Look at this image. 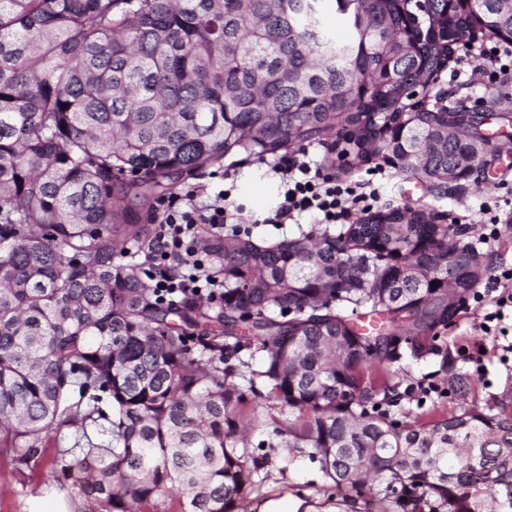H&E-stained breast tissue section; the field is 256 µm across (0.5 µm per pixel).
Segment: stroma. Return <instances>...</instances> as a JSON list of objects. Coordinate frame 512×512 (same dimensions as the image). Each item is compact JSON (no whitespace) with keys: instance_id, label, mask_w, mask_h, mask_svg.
<instances>
[{"instance_id":"1","label":"stroma","mask_w":512,"mask_h":512,"mask_svg":"<svg viewBox=\"0 0 512 512\" xmlns=\"http://www.w3.org/2000/svg\"><path fill=\"white\" fill-rule=\"evenodd\" d=\"M228 166L236 171L228 206H243L247 213L258 216L250 225L253 237L260 241L292 238L313 229V219L301 215L282 226L263 223V216L277 206L281 183L277 174L263 162L246 163L231 158ZM371 165L365 164L343 173L345 182L373 180L381 199L370 207V214L385 207L423 208L433 212L438 223L461 220L469 223L466 243L474 245L488 269L512 267V230L488 243L479 238V208L485 203H498L500 223L512 227V153L491 157L485 171L494 184L487 191L468 185L460 189L432 190L413 177L386 167L385 179H372ZM486 310L475 301L460 307L447 324L438 326L436 343L447 351V361L428 354L412 357L408 345H401L399 360L390 365L401 380L391 408L397 417L417 414L422 418L445 417L469 407L486 409L497 401L512 403V358L504 356V345L512 343V314L503 320L485 323ZM465 376L468 393L465 400L445 397L426 399L423 388L446 387L452 375ZM243 422L248 428L249 449L266 463L253 474L254 490L248 498L246 512L264 496L286 489L299 488L325 499L338 498L333 483L325 481L317 464L303 457H292L288 450V411L273 400L249 397ZM55 446L43 448L40 458L22 464L0 459V512H98L95 504L79 494L70 482L53 481L50 462Z\"/></svg>"}]
</instances>
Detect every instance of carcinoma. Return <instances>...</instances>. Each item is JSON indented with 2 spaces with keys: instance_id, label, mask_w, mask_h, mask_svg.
<instances>
[{
  "instance_id": "carcinoma-1",
  "label": "carcinoma",
  "mask_w": 512,
  "mask_h": 512,
  "mask_svg": "<svg viewBox=\"0 0 512 512\" xmlns=\"http://www.w3.org/2000/svg\"><path fill=\"white\" fill-rule=\"evenodd\" d=\"M0 0V457L75 429L52 473L103 512H241L260 466L226 362L263 353L249 390L295 414L288 447L373 512H512V407L393 417L388 364L461 302L464 230L409 207L332 233L198 250L224 296L157 298L124 243L152 248L133 193L158 201L227 157L263 160L334 130L339 169L383 158L432 185L468 153L442 72L474 33L512 44V0ZM333 12L338 37L324 25ZM437 286H432V283ZM362 317L375 324L365 328ZM108 401L110 414L100 408ZM104 419L108 438L87 426Z\"/></svg>"
}]
</instances>
